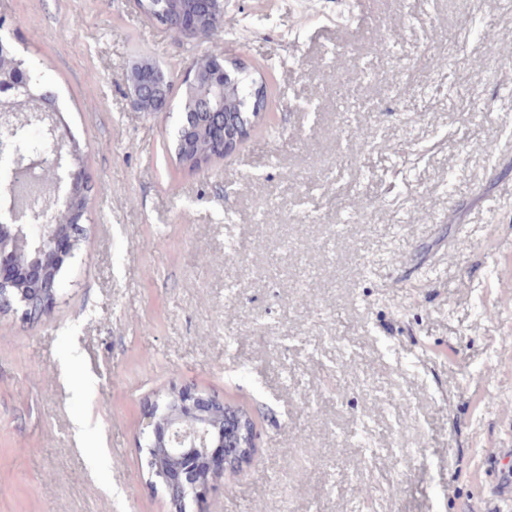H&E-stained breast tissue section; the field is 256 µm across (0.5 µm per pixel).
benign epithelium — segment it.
<instances>
[{
  "label": "benign epithelium",
  "mask_w": 512,
  "mask_h": 512,
  "mask_svg": "<svg viewBox=\"0 0 512 512\" xmlns=\"http://www.w3.org/2000/svg\"><path fill=\"white\" fill-rule=\"evenodd\" d=\"M188 17L178 28L181 38L190 41L202 30L201 19L215 7L225 9V0H191ZM222 80H202L198 67L188 74V83L204 89V94L223 103L225 88L232 82L230 72H222ZM133 104L145 112H164L169 96L166 77L161 70L135 68L129 75ZM212 112H183L175 137L183 151L206 138L218 146L220 155L233 152L240 135L248 131L252 121L247 112L224 113V128L213 125ZM30 123L43 128V138L58 147L53 159L41 153H27L20 144L23 130ZM0 157L13 163L12 178L0 184V311L21 313L36 308L48 311L55 304L58 280L64 265L74 257L83 231L82 212L74 211L70 224H60L49 218V211L60 205H71L83 195L82 168L77 166L72 152L63 147V134L53 112H34L19 118L11 96L0 97ZM55 171L46 185L43 205L29 212L17 206L15 189L19 183L38 175L46 164ZM234 416L233 439L238 451L224 457L223 469L210 468V475L235 473L248 461L254 447V433L245 417L224 409V403L213 395L183 385L172 390L165 400L153 401L145 408L143 435L147 450L158 458L168 459L176 466L168 471H153L154 484L170 493H205L198 478L199 466L211 456L212 449L224 447V418Z\"/></svg>",
  "instance_id": "obj_1"
}]
</instances>
